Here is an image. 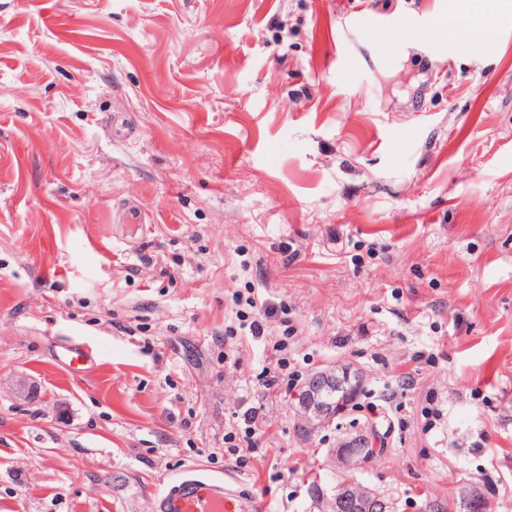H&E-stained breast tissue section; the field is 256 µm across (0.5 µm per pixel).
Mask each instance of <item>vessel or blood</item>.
Wrapping results in <instances>:
<instances>
[{"label":"vessel or blood","instance_id":"vessel-or-blood-1","mask_svg":"<svg viewBox=\"0 0 512 512\" xmlns=\"http://www.w3.org/2000/svg\"><path fill=\"white\" fill-rule=\"evenodd\" d=\"M361 31L373 28H414L417 19L407 14L397 18L371 15L357 9L353 21ZM156 512H268L266 503L240 497L223 479L207 475L179 477L158 498Z\"/></svg>","mask_w":512,"mask_h":512}]
</instances>
